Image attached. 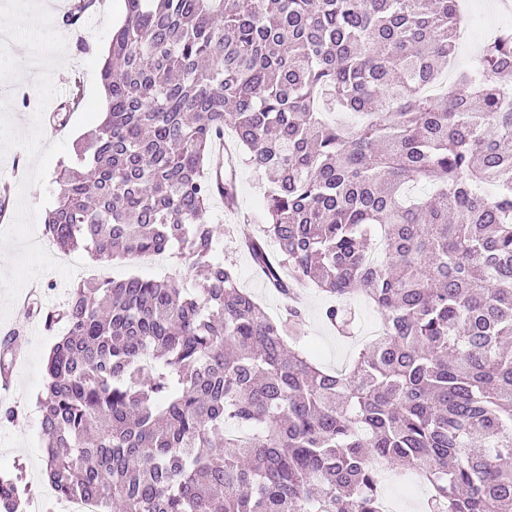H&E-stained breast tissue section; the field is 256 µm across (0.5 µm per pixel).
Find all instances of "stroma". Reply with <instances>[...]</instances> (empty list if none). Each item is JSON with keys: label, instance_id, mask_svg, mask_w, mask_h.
<instances>
[{"label": "stroma", "instance_id": "obj_1", "mask_svg": "<svg viewBox=\"0 0 512 512\" xmlns=\"http://www.w3.org/2000/svg\"><path fill=\"white\" fill-rule=\"evenodd\" d=\"M98 22L84 36L70 28L60 29L67 39L65 64L53 72V81L59 89L60 100H67L73 81L81 83V99L78 105L66 114L60 130L45 132L43 141L50 144L63 141L74 142L85 132L101 122L107 110L106 95L100 82L99 72L107 52L113 31L124 18V0H104L97 12ZM29 97V107H22L21 97ZM38 94L34 80L29 76L0 81V100L9 103V116L19 130H26L34 112L32 103ZM246 148L235 147L230 154L229 165L236 179L237 194L233 204L213 201L210 218L217 237L222 242L225 265L234 267L240 285L256 297L271 316H278L281 303L277 295L267 288L256 273L247 253L241 246L244 237L257 234L266 222L263 196L268 177L251 164ZM90 274L106 271L109 278L119 280L136 274L155 280H171L179 287L192 288L194 275L188 267L184 252L172 247L159 262L147 264L115 261L99 265L86 250H78ZM325 304L323 296L315 290H304L301 305L304 315L296 324L294 333L312 349L318 361L331 370L346 368L358 349L367 342L368 328L377 323L379 315L373 305L357 296L351 302L350 325L346 334H339L322 319ZM19 332L18 345L21 359L16 373L15 388L9 396L10 402L19 404L22 414L11 425H0V471L22 470L23 482L29 492L44 494L45 462L43 457V434L41 410L38 397L45 377L48 353L64 332L63 326L47 328L41 317L29 318L20 305H13L8 318L0 323V337L10 332ZM414 475L393 468L384 469L381 475L385 499L393 504V512H427L425 487H414Z\"/></svg>", "mask_w": 512, "mask_h": 512}]
</instances>
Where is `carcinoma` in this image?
<instances>
[{
	"label": "carcinoma",
	"mask_w": 512,
	"mask_h": 512,
	"mask_svg": "<svg viewBox=\"0 0 512 512\" xmlns=\"http://www.w3.org/2000/svg\"><path fill=\"white\" fill-rule=\"evenodd\" d=\"M124 4L108 112L61 166L45 232L103 262L178 244L199 281L94 280L49 311L66 326L39 397L56 493L103 512H382L385 465L421 474L429 512H512V30L440 98L423 91L458 0ZM228 126L272 177L243 248L284 318L219 257ZM411 183L434 192L410 200ZM299 288L336 328L362 294L382 334L324 369L290 332ZM22 481L0 473V512H23Z\"/></svg>",
	"instance_id": "obj_1"
}]
</instances>
